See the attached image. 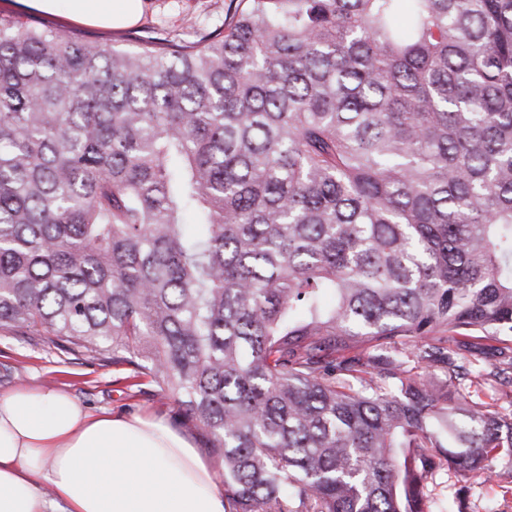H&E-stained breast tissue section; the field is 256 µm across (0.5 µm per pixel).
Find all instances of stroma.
<instances>
[{
    "instance_id": "obj_1",
    "label": "stroma",
    "mask_w": 512,
    "mask_h": 512,
    "mask_svg": "<svg viewBox=\"0 0 512 512\" xmlns=\"http://www.w3.org/2000/svg\"><path fill=\"white\" fill-rule=\"evenodd\" d=\"M231 0H146L141 19L131 28L103 31L67 23L39 13L16 12V19L36 27L75 32L90 42L132 46L137 40L175 37L195 40L218 30ZM123 366L102 365L80 353H65L42 337L0 330V394L19 385H52L68 390L88 411H109L126 417L149 415L165 420L186 435L203 456H210L201 425L180 418L171 402L160 399L156 385L132 389L117 385ZM465 512H512V468L502 465L493 479L468 480L461 493Z\"/></svg>"
}]
</instances>
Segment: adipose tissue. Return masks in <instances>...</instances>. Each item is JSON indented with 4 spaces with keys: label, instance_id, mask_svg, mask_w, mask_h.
Returning a JSON list of instances; mask_svg holds the SVG:
<instances>
[{
    "label": "adipose tissue",
    "instance_id": "1",
    "mask_svg": "<svg viewBox=\"0 0 512 512\" xmlns=\"http://www.w3.org/2000/svg\"><path fill=\"white\" fill-rule=\"evenodd\" d=\"M50 17L124 29L144 0H21ZM0 512H224V487L163 420L88 412L72 395L21 385L0 396Z\"/></svg>",
    "mask_w": 512,
    "mask_h": 512
}]
</instances>
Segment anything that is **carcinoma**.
Instances as JSON below:
<instances>
[{
	"mask_svg": "<svg viewBox=\"0 0 512 512\" xmlns=\"http://www.w3.org/2000/svg\"><path fill=\"white\" fill-rule=\"evenodd\" d=\"M4 327L151 378L224 512L492 477L512 376L457 337L512 362V0H238L131 48L0 16Z\"/></svg>",
	"mask_w": 512,
	"mask_h": 512,
	"instance_id": "obj_1",
	"label": "carcinoma"
}]
</instances>
